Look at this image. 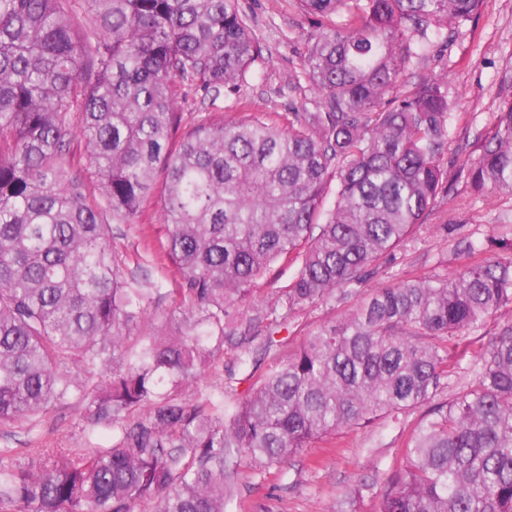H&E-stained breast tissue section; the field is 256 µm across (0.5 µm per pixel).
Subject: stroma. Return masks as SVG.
<instances>
[{"mask_svg": "<svg viewBox=\"0 0 512 512\" xmlns=\"http://www.w3.org/2000/svg\"><path fill=\"white\" fill-rule=\"evenodd\" d=\"M240 9L261 40L264 51L249 68L238 96L221 97L213 109L201 108L197 97L182 106L188 120L207 118L210 111L225 120L240 118L237 102L254 112H313L318 98L304 74L302 58L312 20L296 0H240ZM512 68V0H483L476 15L447 38H431L409 77L447 75L456 98L458 118L448 151V167L455 170L477 157V137L491 129L499 103L512 98V84L502 74ZM457 204L460 221L448 227V206ZM166 233L158 198H150L137 223L112 229V250L127 278H147L155 294L145 319L134 326L138 337L174 333L179 320L178 299L173 293L180 277L172 264L156 260L155 250ZM512 237V197L489 192L474 193L465 181L453 183L449 195L438 197L434 211L416 239L398 252L395 260L381 263L371 276L343 299H330L287 318L264 320L249 343L224 344L212 357L209 370L181 391L182 400L194 403L225 391L227 399L243 400L255 389L252 361L268 366L273 359L294 353L309 334L338 323L372 289L405 279L441 273L453 274L472 263L460 243H481L487 257L503 255L500 239ZM295 272L294 265L275 264L253 286L248 298L229 310L230 321H239L270 307L277 291ZM512 313L490 315L483 328L463 336V367L452 369L442 381L437 402H444L474 381L472 365L500 325ZM426 406L375 420L311 442L278 467L262 471L241 461L231 463L227 483L233 499L227 512H379L391 477L405 464L406 439L425 415ZM94 442L77 404L59 405L33 425L0 424V448H11L17 459L35 448H87Z\"/></svg>", "mask_w": 512, "mask_h": 512, "instance_id": "stroma-1", "label": "stroma"}]
</instances>
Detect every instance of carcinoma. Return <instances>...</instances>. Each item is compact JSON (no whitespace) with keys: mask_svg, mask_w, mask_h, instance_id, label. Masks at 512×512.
<instances>
[{"mask_svg":"<svg viewBox=\"0 0 512 512\" xmlns=\"http://www.w3.org/2000/svg\"><path fill=\"white\" fill-rule=\"evenodd\" d=\"M297 2L315 24L303 67L319 111L284 124L189 122L179 105L175 87L214 101L262 57L239 0H0V423L79 396L88 430L112 435L26 463L1 448L0 512H226L231 457L279 466L431 402L451 342L512 308V255L486 258L374 290L243 401L174 398L234 336L226 309L278 259L298 269L269 313L344 294L417 236L448 182V75L402 77L482 0ZM77 138L82 176L68 168ZM476 145L458 173L512 195V99ZM160 173L181 318L129 348L160 289L123 276L112 225L137 223ZM407 448L379 512H512V322Z\"/></svg>","mask_w":512,"mask_h":512,"instance_id":"1","label":"carcinoma"}]
</instances>
